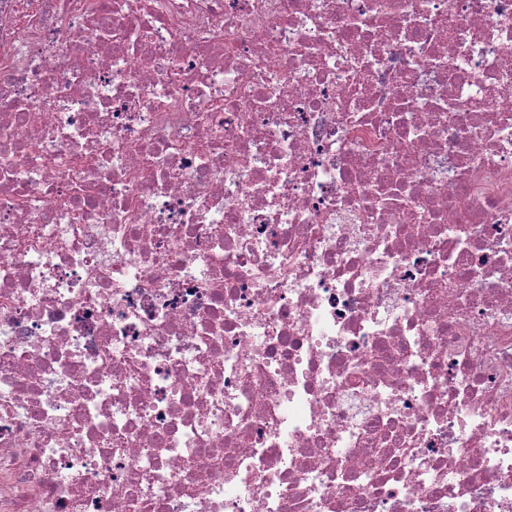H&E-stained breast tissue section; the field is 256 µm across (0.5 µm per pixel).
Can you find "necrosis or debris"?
Segmentation results:
<instances>
[{"instance_id":"necrosis-or-debris-1","label":"necrosis or debris","mask_w":512,"mask_h":512,"mask_svg":"<svg viewBox=\"0 0 512 512\" xmlns=\"http://www.w3.org/2000/svg\"><path fill=\"white\" fill-rule=\"evenodd\" d=\"M0 0V512H512V0Z\"/></svg>"}]
</instances>
